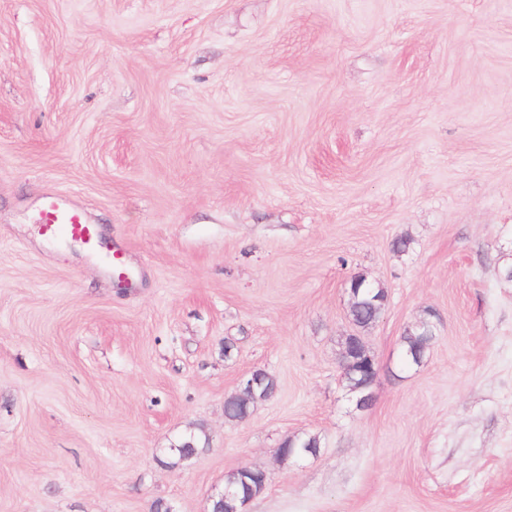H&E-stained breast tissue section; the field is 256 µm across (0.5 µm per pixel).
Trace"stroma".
<instances>
[{"mask_svg":"<svg viewBox=\"0 0 512 512\" xmlns=\"http://www.w3.org/2000/svg\"><path fill=\"white\" fill-rule=\"evenodd\" d=\"M49 194L131 287L41 234ZM509 266L512 0H0V512H210L246 466V512H512ZM359 280L360 283L363 282L360 289L351 290L353 294L348 293L349 314L352 319L359 322L365 328H369L379 320L383 313L377 306L378 302L375 299L379 295L385 294V291L367 282L363 277H360ZM377 301L382 304V308H385L387 302L386 294L383 298H378ZM414 327L421 331V336L415 331H410L402 338V361L406 366H419L436 336L437 325L428 318L420 320ZM416 353H420V361ZM262 372V385L255 389L254 394L237 391L224 400V416L228 420H242L254 409L257 403L271 398L277 388L275 378L264 370ZM210 438L203 426H197L186 432L170 452L178 457V460H184L197 453L199 448H206L209 445ZM302 448H310L305 449L303 453ZM321 448V439L318 435L315 434H305L301 436H294L292 438H286L279 446L278 454L279 456L283 452H288L292 454H298L294 458H305V457H317L319 451L313 449Z\"/></svg>","mask_w":512,"mask_h":512,"instance_id":"1","label":"stroma"}]
</instances>
